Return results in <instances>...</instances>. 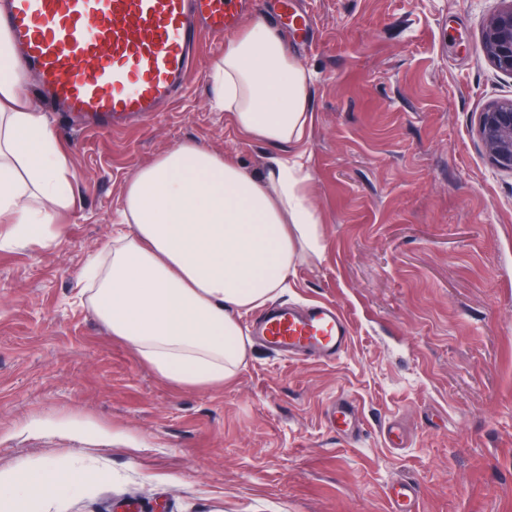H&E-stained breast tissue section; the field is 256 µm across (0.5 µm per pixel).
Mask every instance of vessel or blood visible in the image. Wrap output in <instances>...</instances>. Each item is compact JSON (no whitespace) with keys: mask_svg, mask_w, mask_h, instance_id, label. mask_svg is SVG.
I'll list each match as a JSON object with an SVG mask.
<instances>
[{"mask_svg":"<svg viewBox=\"0 0 512 512\" xmlns=\"http://www.w3.org/2000/svg\"><path fill=\"white\" fill-rule=\"evenodd\" d=\"M255 0H6L0 28L34 79L36 95L63 116L118 132L175 100L204 41L223 42ZM252 332L289 357L339 359L351 332L337 306L264 310ZM357 403L338 398L331 422L351 431ZM389 512H421L416 484L391 485Z\"/></svg>","mask_w":512,"mask_h":512,"instance_id":"vessel-or-blood-1","label":"vessel or blood"}]
</instances>
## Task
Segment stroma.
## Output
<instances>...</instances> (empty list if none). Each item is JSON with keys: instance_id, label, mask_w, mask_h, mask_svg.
<instances>
[{"instance_id": "35a3bbf8", "label": "stroma", "mask_w": 512, "mask_h": 512, "mask_svg": "<svg viewBox=\"0 0 512 512\" xmlns=\"http://www.w3.org/2000/svg\"><path fill=\"white\" fill-rule=\"evenodd\" d=\"M502 5L307 0L311 36L288 38L315 74L303 149L326 248L278 300L342 311L351 343L333 363L257 342L230 382L176 388L81 293L138 167L194 141L263 169L269 146L210 106L219 49L121 132L50 114L77 202L49 247L0 250V469L73 467L80 484L31 512H388L400 480L422 512H512V172L473 134L512 99L480 49ZM341 396L359 406L353 440L327 417Z\"/></svg>"}]
</instances>
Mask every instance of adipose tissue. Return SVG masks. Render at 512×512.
<instances>
[{"instance_id":"1","label":"adipose tissue","mask_w":512,"mask_h":512,"mask_svg":"<svg viewBox=\"0 0 512 512\" xmlns=\"http://www.w3.org/2000/svg\"><path fill=\"white\" fill-rule=\"evenodd\" d=\"M213 101L272 149L264 171L194 143L172 146L126 181L120 229L83 270L87 303L158 376L207 389L230 380L252 341L243 312L275 299L303 259L322 256V218L300 146L314 123L313 72L253 20L211 69ZM26 73L0 30V249L47 246L75 202L76 176L44 113L20 108ZM78 475L0 469V512H27Z\"/></svg>"}]
</instances>
